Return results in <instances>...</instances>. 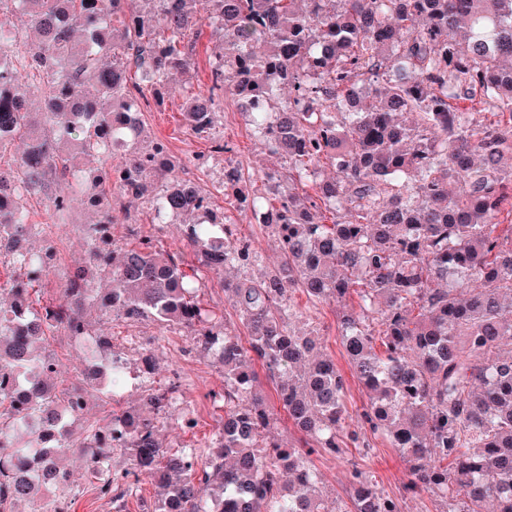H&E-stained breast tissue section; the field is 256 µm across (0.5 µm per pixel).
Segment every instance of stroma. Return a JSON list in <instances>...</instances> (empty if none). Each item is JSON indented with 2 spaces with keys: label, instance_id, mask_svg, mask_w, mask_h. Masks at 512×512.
<instances>
[{
  "label": "stroma",
  "instance_id": "obj_1",
  "mask_svg": "<svg viewBox=\"0 0 512 512\" xmlns=\"http://www.w3.org/2000/svg\"><path fill=\"white\" fill-rule=\"evenodd\" d=\"M218 51V39L210 32H203L197 45L194 71L188 76L173 74L168 89L160 97L150 98L140 119L151 138L166 143L176 164L175 176L195 182L210 194L213 208L229 216L237 226L239 237L251 242L262 255L260 263L231 268L223 275L206 271L201 274V299L221 310L228 327L240 333L244 327L224 294L225 278L260 280L278 264L280 257L272 228L254 222L252 213L241 208L235 195L225 190L222 175L225 165L229 164L241 169L245 180L253 181L259 179L264 169L280 168L283 160L270 153L253 134L232 99L221 100L217 123L219 133L232 146L231 153L214 152L210 140L194 135L187 127L181 112L184 95L189 90L208 93V61ZM72 207V221L68 224L55 223L53 212L46 204L36 202L30 208L34 248H42L48 241L55 251V264L49 269L41 291L33 296L34 309H41L57 297L64 274L74 271L85 257L80 227L89 222L92 215L80 200H73ZM124 209L128 213L127 219L118 220L112 227V238L116 244L131 241V233L136 230L153 236L157 245L168 251L183 250L179 225L152 223L147 205L140 200L125 202ZM291 304L298 321L318 330L324 352L341 371L347 372V423L350 429H357L366 395L362 384L348 373L347 356L337 330V304L310 303L298 290L292 292ZM94 327L98 332L111 336L112 348L127 360L128 370L115 397H108L105 391L95 387L89 389L88 420L103 423L113 412L141 407L149 390L175 381L179 384L178 411L192 414L199 425L194 432L187 433L171 422L162 428L161 436L167 445L175 448H208L217 433L219 418L212 397L224 391V371L212 357L193 350V338L189 332L177 326L163 327L147 319L131 322L117 315L95 322ZM44 348L59 362L61 385H68L71 379L84 372L85 353L63 330H55L47 336ZM146 354L153 357V370H146L142 362ZM369 442L366 448H347L341 458L312 455V466L321 480L328 507L351 500V472L358 468L371 475L377 487L390 495L402 497L403 512H444V503L437 495L424 493L414 498H403V486L407 481L404 462L386 438L373 436ZM68 466L76 490L69 505L70 512H113L109 498L99 495L96 482L82 457L76 453L70 455Z\"/></svg>",
  "mask_w": 512,
  "mask_h": 512
}]
</instances>
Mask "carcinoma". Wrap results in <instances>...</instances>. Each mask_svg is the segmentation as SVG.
I'll return each instance as SVG.
<instances>
[{
    "label": "carcinoma",
    "instance_id": "cac0c4a2",
    "mask_svg": "<svg viewBox=\"0 0 512 512\" xmlns=\"http://www.w3.org/2000/svg\"><path fill=\"white\" fill-rule=\"evenodd\" d=\"M139 2L0 0V149L26 144L0 167V258L18 271L0 304V377L25 389L0 390V512L19 501L66 512L75 495L33 473L43 461L64 467L86 391L58 394V362L35 344L59 328L92 335L89 310L187 328L224 367V394L213 395L219 436L207 452L160 440L167 420L197 426L176 412L174 382L151 390L141 411L86 425L79 448L115 512H126L142 473L158 488L152 512H330L309 457L370 443L343 433L346 379L318 336L292 325L296 289L342 306L357 295L359 311L338 313L337 328L367 391L363 427L399 451L405 489L441 495L446 512H485L487 502L512 512V0ZM204 25L223 52L210 62V95L187 93L186 124L215 151H233L216 131V99L229 97L286 160L260 189L243 190L240 172L227 183L251 212L274 217L281 257L259 282L224 280L243 335L202 302L190 271L261 254L196 184L170 176L162 141L143 147L139 118L146 92L161 95L171 73L194 67ZM131 69L139 80H128ZM116 149L122 161L104 176L78 162ZM326 166L336 176L322 177ZM60 174L71 178L65 191ZM75 195L98 213L82 225L86 265L37 311L31 293L45 262L26 246L23 201L48 200L63 220ZM122 199H143L158 223L180 225L193 261L148 236L103 239ZM103 273L109 287H94ZM88 360L101 381L124 380L110 337L95 335ZM262 374L305 447L274 439ZM116 451L129 467L112 469ZM351 477L353 512H401L367 473Z\"/></svg>",
    "mask_w": 512,
    "mask_h": 512
}]
</instances>
